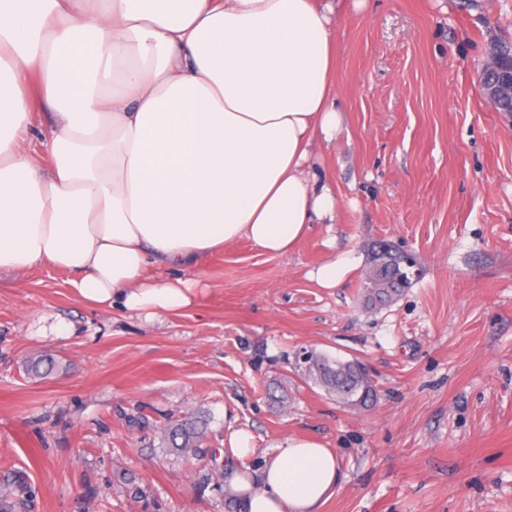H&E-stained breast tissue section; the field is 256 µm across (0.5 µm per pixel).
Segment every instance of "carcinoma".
I'll list each match as a JSON object with an SVG mask.
<instances>
[{
    "label": "carcinoma",
    "instance_id": "obj_1",
    "mask_svg": "<svg viewBox=\"0 0 512 512\" xmlns=\"http://www.w3.org/2000/svg\"><path fill=\"white\" fill-rule=\"evenodd\" d=\"M490 56L482 70V78L494 75L497 64L512 60V42L498 40L491 44ZM387 264L373 273L367 270L361 284V298L369 308L388 306L404 295L411 285L413 273L397 249L388 246ZM303 379L323 389L328 395L349 408L369 409L379 398L378 391L364 365L357 359L338 363L325 355H307L300 366ZM206 420L184 418L160 427L162 447L168 452L188 458L196 455L205 434ZM31 494L20 478L0 485V512H28Z\"/></svg>",
    "mask_w": 512,
    "mask_h": 512
}]
</instances>
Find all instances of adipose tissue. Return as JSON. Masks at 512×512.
Here are the masks:
<instances>
[{
    "instance_id": "adipose-tissue-1",
    "label": "adipose tissue",
    "mask_w": 512,
    "mask_h": 512,
    "mask_svg": "<svg viewBox=\"0 0 512 512\" xmlns=\"http://www.w3.org/2000/svg\"><path fill=\"white\" fill-rule=\"evenodd\" d=\"M337 22L336 0H0V270L63 269L88 304L154 317L195 302L206 255H284L334 223L312 157L341 123ZM26 70L55 118L36 149ZM338 478L289 438L224 496L316 512Z\"/></svg>"
}]
</instances>
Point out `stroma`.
Masks as SVG:
<instances>
[{
  "label": "stroma",
  "instance_id": "stroma-1",
  "mask_svg": "<svg viewBox=\"0 0 512 512\" xmlns=\"http://www.w3.org/2000/svg\"><path fill=\"white\" fill-rule=\"evenodd\" d=\"M500 39L512 0H342V123L313 160L336 221L285 255L243 239L206 257L191 307L149 321L87 304L65 271H1L0 480L25 474L31 512H228L221 470L298 437L339 457L320 512H512V116L479 90ZM380 240L421 272L376 311L359 288ZM343 253L337 287L311 280ZM305 350L359 358L376 406L306 385ZM42 355L56 366L31 378ZM198 412L217 459L167 454L160 426Z\"/></svg>",
  "mask_w": 512,
  "mask_h": 512
}]
</instances>
